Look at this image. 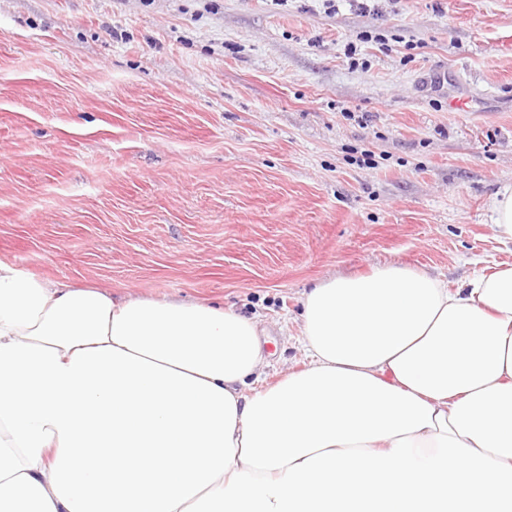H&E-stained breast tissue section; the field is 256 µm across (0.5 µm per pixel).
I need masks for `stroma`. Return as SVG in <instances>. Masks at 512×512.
Returning <instances> with one entry per match:
<instances>
[{"label":"stroma","mask_w":512,"mask_h":512,"mask_svg":"<svg viewBox=\"0 0 512 512\" xmlns=\"http://www.w3.org/2000/svg\"><path fill=\"white\" fill-rule=\"evenodd\" d=\"M508 185L512 0H0V261L233 307L266 383L324 279L512 263ZM492 223L498 236L512 242V186H506L490 200Z\"/></svg>","instance_id":"obj_1"}]
</instances>
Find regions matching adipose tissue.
I'll list each match as a JSON object with an SVG mask.
<instances>
[{
    "mask_svg": "<svg viewBox=\"0 0 512 512\" xmlns=\"http://www.w3.org/2000/svg\"><path fill=\"white\" fill-rule=\"evenodd\" d=\"M270 365L233 308L0 261V512H512V264L334 276Z\"/></svg>",
    "mask_w": 512,
    "mask_h": 512,
    "instance_id": "adipose-tissue-1",
    "label": "adipose tissue"
}]
</instances>
